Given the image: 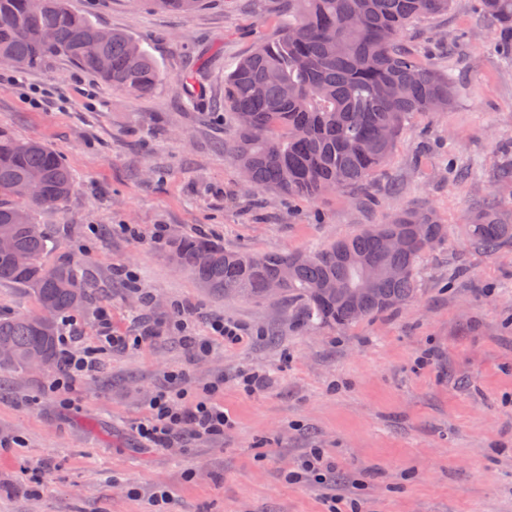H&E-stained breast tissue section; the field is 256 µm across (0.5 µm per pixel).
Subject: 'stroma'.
Wrapping results in <instances>:
<instances>
[{
    "label": "stroma",
    "instance_id": "1",
    "mask_svg": "<svg viewBox=\"0 0 512 512\" xmlns=\"http://www.w3.org/2000/svg\"><path fill=\"white\" fill-rule=\"evenodd\" d=\"M70 6L139 41L164 80L136 97L58 57L17 87L0 60V128L49 145L75 179L62 208L35 214L55 241L45 264L70 260L100 294L75 317V347L92 346L104 312L115 335L157 336L101 353L88 375L0 371V512H150L160 488L172 494L170 512H325L331 494L361 512H512V249L488 258L465 238L484 197L512 210V183L497 177L512 148V58L498 46L512 34L480 0L411 23L404 45L452 72V104L408 120L370 195L304 199L248 193L224 149L237 133L224 77L275 33L286 0H202L188 15L152 0ZM29 88L48 103L32 108ZM453 163L468 179L449 174ZM411 204L448 226L421 262L420 301L347 328L303 326L284 301L218 296L167 255L184 237L251 253L306 250ZM122 224L138 225L140 239ZM124 268L139 288L126 286ZM176 302L189 307L194 335L214 317L251 334L197 355L171 327ZM251 368L269 384L247 394L235 378ZM173 371L192 392L223 378L216 398L234 426L222 440L142 447L134 424ZM308 448L335 458L331 485L286 482Z\"/></svg>",
    "mask_w": 512,
    "mask_h": 512
}]
</instances>
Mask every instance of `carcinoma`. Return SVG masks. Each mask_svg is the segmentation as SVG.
<instances>
[{"label": "carcinoma", "instance_id": "carcinoma-1", "mask_svg": "<svg viewBox=\"0 0 512 512\" xmlns=\"http://www.w3.org/2000/svg\"><path fill=\"white\" fill-rule=\"evenodd\" d=\"M164 9L189 13L200 0H155ZM452 0H288L276 36L260 43L224 79V106L239 130L232 151L254 190L318 197L329 190L367 184L390 156L406 119L416 112H444L454 96L452 76L402 47L401 36L417 18L448 11ZM483 11L512 29V0H481ZM99 28L70 8L69 0H0V55L17 67L37 69L56 57L100 75L135 96L150 94L164 74L130 36L114 32L97 40ZM40 179L30 198L23 186ZM74 190L71 171L46 145L0 129V283L19 284L37 307L0 315V369L25 370L34 353L49 369L64 366L58 320L96 299L68 261L48 266L49 230L35 211L63 206ZM436 211L412 206L385 224L308 252L231 251L207 238H181L171 259L197 282L226 297L264 300L268 281L288 268L282 297L296 306L305 326L345 327L396 309L420 296L418 267L432 242L447 235ZM405 237V248L388 254L383 240ZM470 246L494 256L512 247V218L489 198L467 225ZM381 274L368 282L364 264ZM397 265L404 275L383 273ZM329 281L360 288L356 301L330 294Z\"/></svg>", "mask_w": 512, "mask_h": 512}]
</instances>
